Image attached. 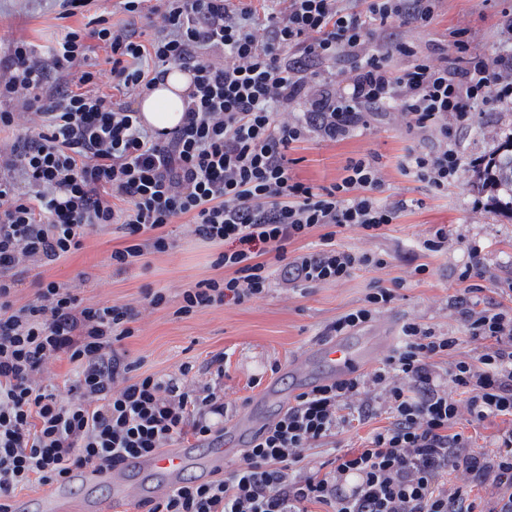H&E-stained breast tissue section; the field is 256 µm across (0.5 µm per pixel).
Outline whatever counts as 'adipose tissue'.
<instances>
[{"label": "adipose tissue", "mask_w": 512, "mask_h": 512, "mask_svg": "<svg viewBox=\"0 0 512 512\" xmlns=\"http://www.w3.org/2000/svg\"><path fill=\"white\" fill-rule=\"evenodd\" d=\"M190 79L177 69H169L163 83L141 99L139 110L148 125L163 130L177 126L184 114Z\"/></svg>", "instance_id": "obj_1"}]
</instances>
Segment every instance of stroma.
I'll return each mask as SVG.
<instances>
[{
  "instance_id": "35a3bbf8",
  "label": "stroma",
  "mask_w": 512,
  "mask_h": 512,
  "mask_svg": "<svg viewBox=\"0 0 512 512\" xmlns=\"http://www.w3.org/2000/svg\"><path fill=\"white\" fill-rule=\"evenodd\" d=\"M115 5L116 0H92L85 13L65 22L79 27L101 14L112 24H123L127 17ZM511 19L512 0H440L434 22L411 31L408 38L419 51L434 58L455 53V41L463 40L469 55L490 61L500 55L505 25ZM65 22L49 0H0V41L24 39L44 45L56 37ZM510 133L512 102L481 106L472 127L458 143L466 165L444 196L433 195L401 175L398 161L416 139L393 112L362 135L341 141L314 138L290 149L288 167L293 180L320 186L339 181L349 160L376 156L385 181L382 198L411 202L379 236L346 229L337 233V245L377 252L387 261L385 268L355 271L344 282L304 291L276 283L255 302L215 306L181 316L177 310L182 289L221 277V270L212 266L218 247L176 223L171 227L174 245L170 250L149 255L146 265L120 271L113 267L110 256L130 240L115 227L101 226L68 257L25 272L14 301L19 306L32 301L34 282L40 278L75 288L86 305L107 302L138 306L141 314L133 324L135 333L120 347L140 362L142 370L175 375L182 365L191 364L202 380L216 383L217 393L223 395L226 427H233L246 413L271 422L283 411L284 400L296 396L298 374L318 384L326 380L325 364L305 362L301 356L321 342L325 326L358 307L367 293L391 288L396 298L360 328V335L394 337L409 318L443 333L457 331L448 302L463 287L512 288V213L501 210L482 190L476 168L477 162L487 161ZM440 225L448 228L447 253L423 256L420 239ZM474 248L480 252L483 274L460 281L458 275ZM421 263L428 264V273L414 274V267ZM150 289L165 290L168 304L156 309L143 306V296ZM223 351L228 361L219 372L209 361ZM271 387L280 393V400L265 401Z\"/></svg>"
}]
</instances>
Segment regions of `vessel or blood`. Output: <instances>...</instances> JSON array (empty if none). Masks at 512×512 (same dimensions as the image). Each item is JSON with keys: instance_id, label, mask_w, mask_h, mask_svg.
Instances as JSON below:
<instances>
[{"instance_id": "1", "label": "vessel or blood", "mask_w": 512, "mask_h": 512, "mask_svg": "<svg viewBox=\"0 0 512 512\" xmlns=\"http://www.w3.org/2000/svg\"><path fill=\"white\" fill-rule=\"evenodd\" d=\"M319 352L333 374L339 376L356 371L369 358L368 353L359 350L352 340L345 338L320 345ZM263 428V423L244 416L236 426L234 441L227 443L218 439L204 448L182 444L150 456H131L115 468L83 470L76 474L75 480L88 489L109 487L111 512H125L133 495L145 492L150 481L160 480L162 489L166 490L182 482L184 475L189 472L198 473L203 478L222 473L225 457L237 449L239 440L256 438ZM68 489V484L64 483L46 491L40 500L43 512H61L69 499Z\"/></svg>"}]
</instances>
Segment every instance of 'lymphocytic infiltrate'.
<instances>
[{"label": "lymphocytic infiltrate", "mask_w": 512, "mask_h": 512, "mask_svg": "<svg viewBox=\"0 0 512 512\" xmlns=\"http://www.w3.org/2000/svg\"><path fill=\"white\" fill-rule=\"evenodd\" d=\"M438 2L118 0L122 26L99 15L88 28L65 27L54 45L0 48V130L24 112L38 128L0 146V512L33 485L179 438L224 436V401L199 386L191 365L160 376L117 350L134 333L136 307L85 305L55 281L39 282L35 300L18 307L19 273L57 262L109 224L133 239L111 255L129 267L172 248L168 226L179 218L219 247L214 264L226 271L183 289V316L262 298L275 261L285 284L306 289L385 267L382 254L335 242L337 230L374 232L408 207L381 199L376 158L350 160L340 181L315 186L291 180L286 153L314 135L354 136L395 109L408 132L436 141L427 152L409 147L402 175L447 193L463 167L457 139L478 106L512 100V53L490 64L418 52L404 34L430 26ZM90 37L110 49L108 70L90 69ZM397 55L412 64L394 68ZM172 66L191 78L187 107L180 125L154 131L129 100ZM300 101L308 112H292ZM316 230L318 249L289 256ZM394 298L375 289L325 335H347ZM449 307L477 355L455 358L460 337L407 320L372 371L298 394L233 467L163 492L147 512H512V307L470 288ZM63 357L73 374L58 384L50 367ZM381 415L386 425L359 447H337V435ZM497 417L511 425L490 451L457 429ZM315 448L327 458L307 464ZM485 485L495 490L487 503L473 494Z\"/></svg>", "instance_id": "f902f5d3"}]
</instances>
